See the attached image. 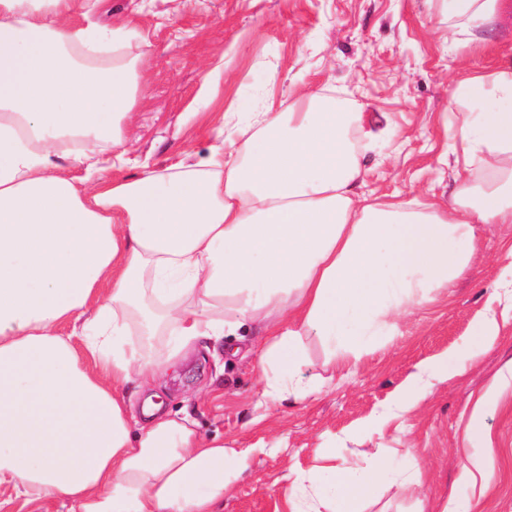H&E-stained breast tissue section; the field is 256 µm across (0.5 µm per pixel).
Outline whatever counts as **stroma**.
<instances>
[{
  "label": "stroma",
  "instance_id": "obj_1",
  "mask_svg": "<svg viewBox=\"0 0 512 512\" xmlns=\"http://www.w3.org/2000/svg\"><path fill=\"white\" fill-rule=\"evenodd\" d=\"M94 19L107 30L135 23L150 42L131 46L143 58L137 103L122 127L132 157L197 161L215 143L214 124L237 104L259 100L284 112L300 91L318 88L364 113L379 135L363 160L366 189L402 199L448 198L446 117L472 109L454 92L512 58V0L480 39H449L438 0H99ZM511 250L512 224L483 231L454 288L425 290L399 317L398 332L375 337L352 368L333 367L328 347L306 338L304 374L329 386L261 422L250 332L182 350L159 379L165 410L248 454L222 512H288V470L311 468L323 448L346 458L377 449L385 481L362 512H442L451 498L463 512H512V384H498L512 362V301L497 288ZM490 312L500 331L471 371L432 380L412 411L392 414L418 365L441 356L459 362L472 327ZM483 402L485 433L476 441L467 426ZM477 447L493 451L484 494L457 481ZM416 468L421 484L403 489Z\"/></svg>",
  "mask_w": 512,
  "mask_h": 512
}]
</instances>
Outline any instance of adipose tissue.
I'll list each match as a JSON object with an SVG mask.
<instances>
[{
    "label": "adipose tissue",
    "mask_w": 512,
    "mask_h": 512,
    "mask_svg": "<svg viewBox=\"0 0 512 512\" xmlns=\"http://www.w3.org/2000/svg\"><path fill=\"white\" fill-rule=\"evenodd\" d=\"M477 35L498 0H440ZM97 0H0V487L66 512H221L245 467L189 417L144 408L176 346L256 331L265 406L319 393L306 337L358 360L427 288H446L476 225L512 224V61L463 82L454 138L463 162L448 205L361 193L365 115L314 91L246 115L239 135L192 164H129L141 30L104 37ZM374 454L289 469L290 512H358L383 479Z\"/></svg>",
    "instance_id": "ef3b65f1"
}]
</instances>
